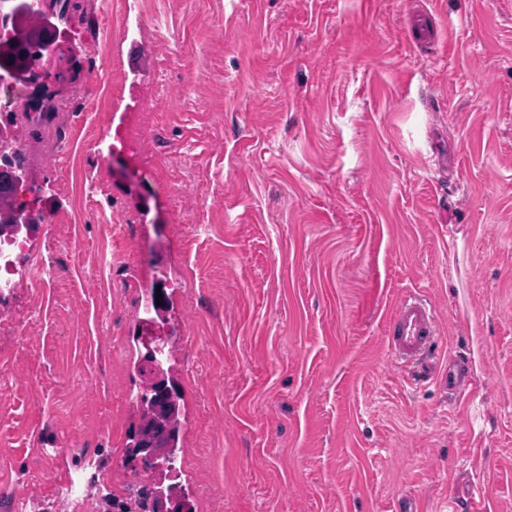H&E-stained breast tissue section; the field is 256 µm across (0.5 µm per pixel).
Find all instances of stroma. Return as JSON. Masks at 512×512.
I'll return each mask as SVG.
<instances>
[{"instance_id": "stroma-1", "label": "stroma", "mask_w": 512, "mask_h": 512, "mask_svg": "<svg viewBox=\"0 0 512 512\" xmlns=\"http://www.w3.org/2000/svg\"><path fill=\"white\" fill-rule=\"evenodd\" d=\"M56 110L11 137L68 250L5 300L56 355L0 380V465L141 482L136 340L165 282L192 512H512V0H71L45 6ZM148 157L112 145L128 113ZM104 187L111 203L96 205ZM418 291L477 382L391 359ZM473 380L472 373L465 363L448 364V373L440 379V384L448 385V390L461 395Z\"/></svg>"}]
</instances>
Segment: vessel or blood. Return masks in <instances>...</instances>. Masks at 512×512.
I'll return each instance as SVG.
<instances>
[{
    "instance_id": "vessel-or-blood-1",
    "label": "vessel or blood",
    "mask_w": 512,
    "mask_h": 512,
    "mask_svg": "<svg viewBox=\"0 0 512 512\" xmlns=\"http://www.w3.org/2000/svg\"><path fill=\"white\" fill-rule=\"evenodd\" d=\"M441 333L436 309L417 294L406 293L397 303L388 320L387 345L392 356L403 364L414 367L411 379L416 383L436 376L431 367L440 350ZM441 385L460 394L473 380L465 363L449 365Z\"/></svg>"
}]
</instances>
